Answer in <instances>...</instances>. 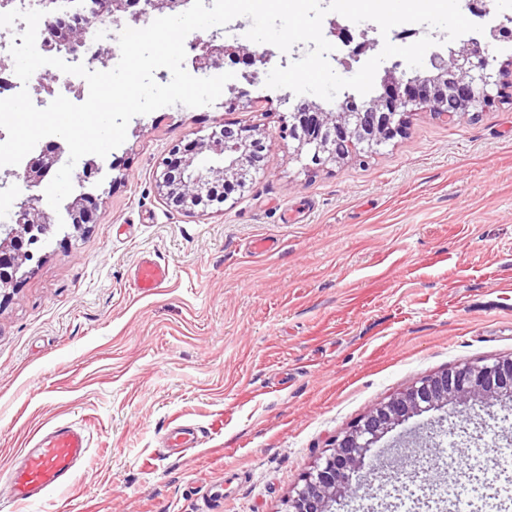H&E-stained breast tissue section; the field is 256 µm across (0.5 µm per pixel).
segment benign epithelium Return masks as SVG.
I'll use <instances>...</instances> for the list:
<instances>
[{"label":"benign epithelium","instance_id":"1","mask_svg":"<svg viewBox=\"0 0 512 512\" xmlns=\"http://www.w3.org/2000/svg\"><path fill=\"white\" fill-rule=\"evenodd\" d=\"M190 0H93V5L79 22L62 31L48 50L61 53L75 63L87 67L109 66L114 50L93 38L112 25H137L149 11L179 13ZM512 36V26L503 19L489 29V40L477 38L460 41L457 48L444 57L433 54L430 64L435 73L404 79L395 68L384 69L381 93L362 104L343 92L344 102L336 111H326L316 104L300 105L283 116L280 133L298 141V150L311 153V161L323 164L343 159L355 146L379 145L403 132L406 114L427 109L448 122L460 112L478 110L503 97V86L512 76V56L492 70L489 47L492 42ZM199 50L193 60L196 70L204 71L215 59L225 55L243 58L254 70L244 78L255 82L259 69L273 53L251 51L243 45L228 46L218 32L207 38L195 37ZM267 133L256 126L229 125L195 141L193 152L163 163L156 177L159 198L169 208L188 214H207L202 206L204 194L216 183L235 180L245 184L251 172L263 168V155L258 149ZM214 152L222 156V164L200 167L198 155ZM63 157V148L53 144L42 150L16 174L26 187L14 205L11 223L0 225V288H8L20 279L24 264L33 258L31 246L47 241L56 230L55 218L44 208L43 196L31 192L54 173ZM95 201L93 194L80 192L66 205L67 224L75 231L90 222ZM512 403V356L492 362L477 361L426 376L404 391L369 410L346 431L332 441V452L304 477L302 487L294 490L286 501V512H332L338 495L348 492V484L364 466L373 447L394 426L431 408L456 405Z\"/></svg>","mask_w":512,"mask_h":512}]
</instances>
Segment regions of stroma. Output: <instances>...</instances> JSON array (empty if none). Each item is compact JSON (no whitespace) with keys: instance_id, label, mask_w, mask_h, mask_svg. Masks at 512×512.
<instances>
[{"instance_id":"1","label":"stroma","mask_w":512,"mask_h":512,"mask_svg":"<svg viewBox=\"0 0 512 512\" xmlns=\"http://www.w3.org/2000/svg\"><path fill=\"white\" fill-rule=\"evenodd\" d=\"M241 61L213 104L130 121L89 224L36 251L0 291V469L58 423L81 425L76 480L0 512H284L330 443L422 377L512 355V101L444 122L407 116L404 135L307 175L281 137L311 94L248 83ZM268 131L264 168L222 211L189 215L155 188L173 146L225 125ZM259 240L274 241L258 252ZM165 264L137 288L142 258ZM193 425L199 447H166ZM340 512H413L380 498L397 452L465 463L438 484L456 512H512V406L446 407L387 433ZM168 271L152 259H143L136 268L135 280L139 288L147 291L158 288L166 280Z\"/></svg>"}]
</instances>
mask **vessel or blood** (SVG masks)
<instances>
[{
    "label": "vessel or blood",
    "instance_id": "1",
    "mask_svg": "<svg viewBox=\"0 0 512 512\" xmlns=\"http://www.w3.org/2000/svg\"><path fill=\"white\" fill-rule=\"evenodd\" d=\"M165 267L154 260L143 259L136 268L135 280L140 288L152 290L166 280ZM88 450L87 438L73 424L54 427L41 436L34 448L28 449L20 465L0 473L13 499L29 502L43 493L74 482Z\"/></svg>",
    "mask_w": 512,
    "mask_h": 512
}]
</instances>
